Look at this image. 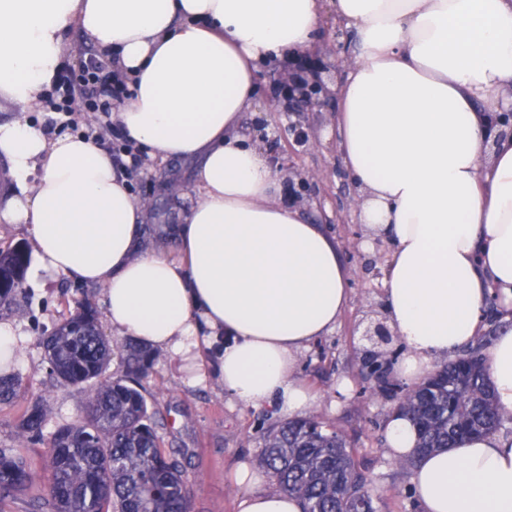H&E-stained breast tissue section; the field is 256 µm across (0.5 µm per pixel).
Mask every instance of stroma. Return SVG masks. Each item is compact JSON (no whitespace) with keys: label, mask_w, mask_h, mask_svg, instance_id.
Wrapping results in <instances>:
<instances>
[{"label":"stroma","mask_w":512,"mask_h":512,"mask_svg":"<svg viewBox=\"0 0 512 512\" xmlns=\"http://www.w3.org/2000/svg\"><path fill=\"white\" fill-rule=\"evenodd\" d=\"M336 114L332 109L311 113L313 143L301 150V169L318 174L320 194L302 207L308 220L325 224L335 239L347 271L351 300L336 328L300 352L295 373L316 396L313 415L346 435L368 467L376 512H420L411 489L409 470L386 455L385 425L394 403L367 382L361 371V320L371 305L382 301L379 273L389 259L390 247L374 243L364 248L365 229L349 206L356 188L348 173H337ZM192 161L153 160L148 169L131 179L135 197L151 195L150 217L142 229L145 247L164 246L179 258L175 237L158 241L156 227L175 225L195 193ZM26 295L20 308L0 311V321L12 324L24 336L14 373L21 382L18 396L0 404V448H14L36 473H44L47 439L59 427L80 419L88 399L84 387L60 383L49 373L42 345L43 334L60 322L77 301L90 298L103 307L101 287L80 284L57 275L45 280L25 279ZM198 373L185 371L170 352L154 353L153 368L145 380L146 398L155 413L167 451L181 461L191 486V512H236L239 489L230 478L238 463L256 465L263 435L280 417L267 407H247L224 392L210 355H202ZM40 402L46 413L41 437L20 435L19 415Z\"/></svg>","instance_id":"1"}]
</instances>
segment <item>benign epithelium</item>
Returning <instances> with one entry per match:
<instances>
[{
    "mask_svg": "<svg viewBox=\"0 0 512 512\" xmlns=\"http://www.w3.org/2000/svg\"><path fill=\"white\" fill-rule=\"evenodd\" d=\"M340 67L339 58L325 61L317 56L300 66L296 73L280 77L275 84L269 106L288 118V147L281 145L280 136L268 132V122L262 117L256 118L246 127L248 132L260 135L268 147L271 167L288 173V201L293 204L308 206L316 195L313 176L297 166L293 154L295 148L310 145L309 114L324 108L332 97L323 74L331 70L338 71ZM363 336L373 345H382L389 343L392 332L386 321L378 319L366 327Z\"/></svg>",
    "mask_w": 512,
    "mask_h": 512,
    "instance_id": "1",
    "label": "benign epithelium"
}]
</instances>
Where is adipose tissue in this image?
I'll use <instances>...</instances> for the list:
<instances>
[{
  "instance_id": "adipose-tissue-1",
  "label": "adipose tissue",
  "mask_w": 512,
  "mask_h": 512,
  "mask_svg": "<svg viewBox=\"0 0 512 512\" xmlns=\"http://www.w3.org/2000/svg\"><path fill=\"white\" fill-rule=\"evenodd\" d=\"M356 48L334 87L340 159L369 240L392 246L385 312L418 384L480 330L497 297L512 312V141L490 113L512 86V0H0V101L30 112L79 29L126 76L112 119L153 158L195 160L180 259L142 247L149 208L109 154L26 120L0 123L16 191L0 222L25 225L38 270L105 287L113 331L196 363L213 349L224 390L280 414L309 412L296 354L349 303L323 225L278 202L281 179L242 132L265 61L312 48L326 12ZM512 412V325L486 354ZM238 512H300L240 465ZM422 512H512V434L441 448L413 467Z\"/></svg>"
}]
</instances>
